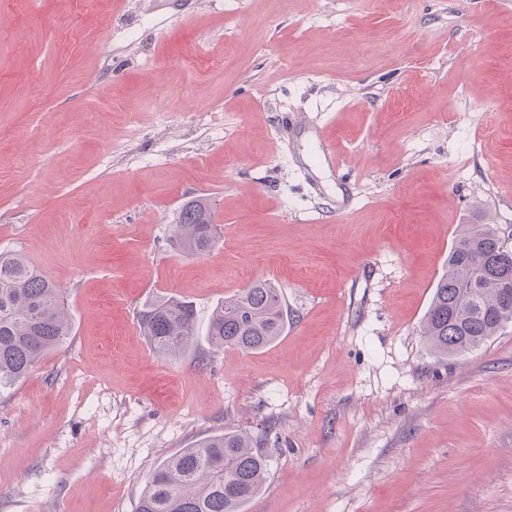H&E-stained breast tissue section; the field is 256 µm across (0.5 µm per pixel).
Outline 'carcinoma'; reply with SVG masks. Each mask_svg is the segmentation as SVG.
Segmentation results:
<instances>
[{
  "label": "carcinoma",
  "instance_id": "cac0c4a2",
  "mask_svg": "<svg viewBox=\"0 0 512 512\" xmlns=\"http://www.w3.org/2000/svg\"><path fill=\"white\" fill-rule=\"evenodd\" d=\"M173 236L187 254L209 251L217 238L212 208L204 198L181 208ZM151 348L164 356L187 351L198 335L192 303L162 298L140 312ZM512 323V250L494 227L466 224L448 254L421 322L419 335L436 356L473 350ZM288 310L268 281L224 299L206 336L216 348H266L282 336ZM71 335L62 289L20 253L0 252V390L17 384L46 352ZM270 454L236 431L215 434L162 461L150 474L138 512H243L265 483Z\"/></svg>",
  "mask_w": 512,
  "mask_h": 512
}]
</instances>
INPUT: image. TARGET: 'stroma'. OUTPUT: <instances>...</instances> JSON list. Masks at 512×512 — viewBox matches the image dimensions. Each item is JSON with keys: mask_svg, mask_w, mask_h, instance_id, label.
<instances>
[{"mask_svg": "<svg viewBox=\"0 0 512 512\" xmlns=\"http://www.w3.org/2000/svg\"><path fill=\"white\" fill-rule=\"evenodd\" d=\"M481 212L512 229V0H0V252L72 315L0 391V512H136L224 431L272 456L243 512H512V324L449 358L418 334ZM258 280L288 310L264 350L141 332ZM172 226L175 240L187 254L201 255L208 252L217 238L212 208L204 198L187 201ZM139 321L151 348L164 356L184 353L198 335L193 304L177 298L150 304L140 312Z\"/></svg>", "mask_w": 512, "mask_h": 512, "instance_id": "35a3bbf8", "label": "stroma"}]
</instances>
